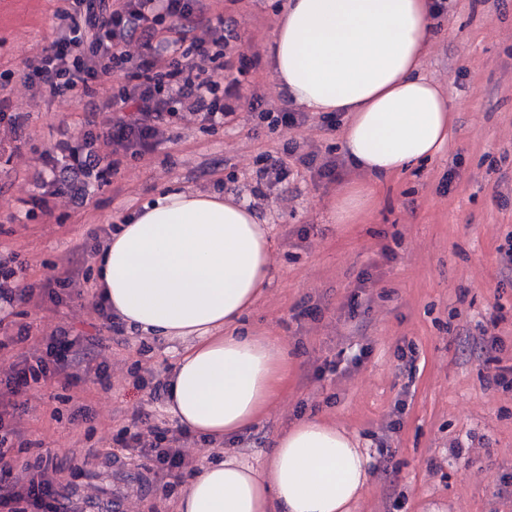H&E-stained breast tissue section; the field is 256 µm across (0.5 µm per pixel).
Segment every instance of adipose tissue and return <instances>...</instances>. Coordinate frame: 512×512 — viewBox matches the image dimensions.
I'll return each instance as SVG.
<instances>
[{
	"label": "adipose tissue",
	"instance_id": "1",
	"mask_svg": "<svg viewBox=\"0 0 512 512\" xmlns=\"http://www.w3.org/2000/svg\"><path fill=\"white\" fill-rule=\"evenodd\" d=\"M429 10V0H288L274 34L280 86L310 111L348 113L345 151L369 172L400 173L439 154L453 133L447 95L420 73ZM269 277L264 226L216 195L157 196L101 253L98 286L128 328L194 337L174 367L169 407L196 433L243 431L283 388L282 342L235 330ZM368 463L352 437L307 420L275 440L266 472L232 456L204 468L180 509L352 512Z\"/></svg>",
	"mask_w": 512,
	"mask_h": 512
}]
</instances>
